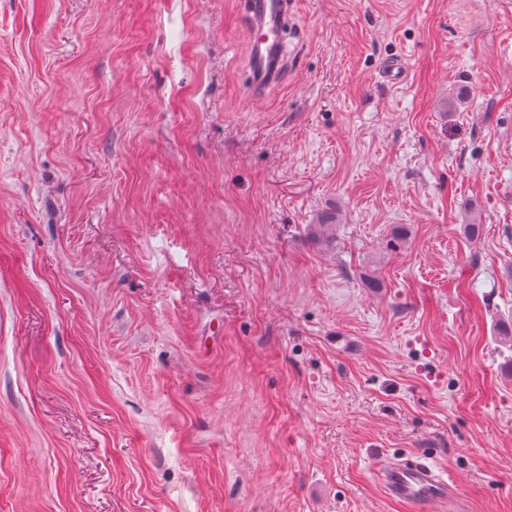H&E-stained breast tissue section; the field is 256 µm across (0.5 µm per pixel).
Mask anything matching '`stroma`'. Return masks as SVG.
Instances as JSON below:
<instances>
[{
    "instance_id": "35a3bbf8",
    "label": "stroma",
    "mask_w": 512,
    "mask_h": 512,
    "mask_svg": "<svg viewBox=\"0 0 512 512\" xmlns=\"http://www.w3.org/2000/svg\"><path fill=\"white\" fill-rule=\"evenodd\" d=\"M238 2L0 0V512H512V0ZM294 1L248 0L244 13L252 31L251 92L262 95L279 81L283 65L285 36ZM387 495L424 512H465L446 471L423 457H391L378 468Z\"/></svg>"
}]
</instances>
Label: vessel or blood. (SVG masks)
I'll list each match as a JSON object with an SVG mask.
<instances>
[{
	"label": "vessel or blood",
	"mask_w": 512,
	"mask_h": 512,
	"mask_svg": "<svg viewBox=\"0 0 512 512\" xmlns=\"http://www.w3.org/2000/svg\"><path fill=\"white\" fill-rule=\"evenodd\" d=\"M292 8V0H245L244 13L252 31L253 94H264L281 77ZM378 476L390 498L410 504L416 512H464L449 475L425 458H388Z\"/></svg>",
	"instance_id": "vessel-or-blood-1"
}]
</instances>
